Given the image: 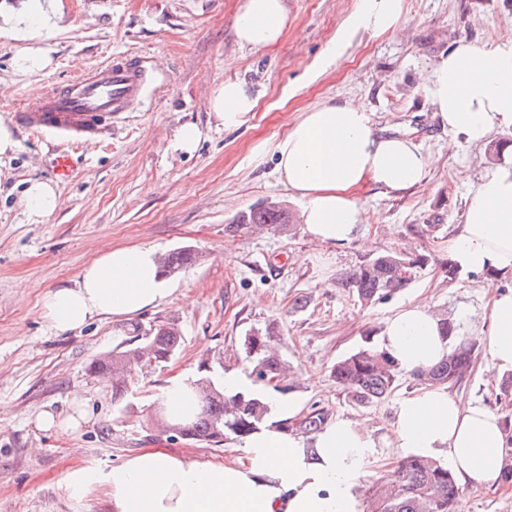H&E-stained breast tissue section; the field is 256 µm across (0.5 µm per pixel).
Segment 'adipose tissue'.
<instances>
[{
    "label": "adipose tissue",
    "instance_id": "obj_1",
    "mask_svg": "<svg viewBox=\"0 0 512 512\" xmlns=\"http://www.w3.org/2000/svg\"><path fill=\"white\" fill-rule=\"evenodd\" d=\"M402 14L403 0H361L352 24L392 32ZM61 19V0H20L0 12V32L27 43L15 58L16 69L47 67V53L29 41L35 32H54ZM288 19L286 0H242L235 39L255 50L268 48L283 36ZM425 87L449 148L487 142L496 129L512 127V39L488 48L457 40L434 62ZM256 106V96L240 80L225 81L210 99L211 111L227 128L244 124ZM257 153L275 157L279 183L302 203L306 231L332 247L361 236L359 187L403 192L424 185L433 166L419 144L376 127L365 109L348 101L302 113L283 137L259 145ZM448 252L461 270L512 275L511 162L485 171ZM161 262L153 246L112 248L82 270L75 286L50 291L43 316L60 332L96 317L131 318L171 293ZM486 288V341L491 372L499 375L512 371V289L493 281ZM380 347L407 373L433 366L448 352L435 313L424 303L389 316ZM265 398L272 423L242 440L244 460L200 462L142 451L107 469H70L62 478L68 499L80 503L100 490L111 512H363L361 488L376 448L366 425L339 416L307 440L279 427L294 415V404L271 392ZM391 432L392 445L403 454L443 460L463 483L493 482L503 469L508 441L500 416L463 403L442 386L402 399Z\"/></svg>",
    "mask_w": 512,
    "mask_h": 512
}]
</instances>
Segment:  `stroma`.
<instances>
[{"mask_svg":"<svg viewBox=\"0 0 512 512\" xmlns=\"http://www.w3.org/2000/svg\"><path fill=\"white\" fill-rule=\"evenodd\" d=\"M359 3L287 0L286 33L254 51L233 34L240 0H62L59 29L42 42L51 63L34 74L15 69L23 42L0 37V124L12 126L17 141L0 156V512H108L99 493L81 504L69 501L62 477L71 467H108L145 449L211 462L243 457L233 441L168 438L159 430L158 403L171 379L195 381L206 365L216 381L229 372L247 376L241 339L270 324L274 345L298 377L286 400L302 413L315 406L367 425L377 448L365 485L394 470L402 455L390 443L392 415L418 382L401 375L390 397L363 408L336 385L331 368L410 304L467 311L463 335L487 331L482 278L465 272L448 278V240L465 222L491 145L504 144V159L512 161V128L450 154L422 77L456 40L489 46L512 38V0H404L396 32L354 31L341 56H329ZM117 53L151 57L157 81L110 135L74 154L76 175L58 183L56 211L30 223L24 192L30 180H52L51 146L13 127L12 112ZM235 79L250 85L258 103L242 126L227 130L209 100ZM335 100L362 106L377 127L412 138L435 159L418 188L385 195L361 187L357 197L371 217L367 239L341 248L310 238L298 221L299 204L277 180L274 157L254 155L302 112ZM186 124L201 132L190 153L172 147ZM265 201L287 207L295 220L290 233L229 232L238 215ZM141 244L165 254L190 245L198 254L194 265L172 273L173 290L160 305L64 334L44 319L49 291L74 285L83 267L112 247ZM386 250L422 253L429 263L408 288L361 306L337 280ZM299 298L304 307H296ZM169 322L182 332L178 353L137 371L125 400L113 401L91 363ZM489 364L487 347H480L470 375L448 391L512 415V402L499 397L501 378L487 374ZM79 398L87 415L74 425L69 418ZM43 411L54 414L55 428L37 427ZM459 492L461 512H512V482Z\"/></svg>","mask_w":512,"mask_h":512,"instance_id":"35a3bbf8","label":"stroma"}]
</instances>
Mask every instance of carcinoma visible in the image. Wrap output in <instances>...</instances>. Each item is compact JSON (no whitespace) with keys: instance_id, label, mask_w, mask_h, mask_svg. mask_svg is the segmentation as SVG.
<instances>
[{"instance_id":"cac0c4a2","label":"carcinoma","mask_w":512,"mask_h":512,"mask_svg":"<svg viewBox=\"0 0 512 512\" xmlns=\"http://www.w3.org/2000/svg\"><path fill=\"white\" fill-rule=\"evenodd\" d=\"M292 220L287 209L273 204L255 205L241 214L238 224L263 228L273 234L290 230ZM197 253L179 247L163 259L164 272H174L194 264ZM428 259L423 254L385 251L344 274L338 285L356 295L362 305L384 301L408 287L424 268ZM443 335L450 339L448 356L439 364L415 375L421 385H451L470 371L479 349L473 337L456 335V326L448 314L440 317ZM274 329L251 330L245 334L241 354L251 365L250 379L255 385H266L284 393L280 385L289 371L288 364L270 347ZM182 337L173 323L162 325L138 344L115 349L106 361L95 362L97 374L131 375L145 366L169 362L178 352ZM331 377L351 401L360 407H371L388 398L397 388L400 370L390 356L375 347L370 337L332 367ZM199 398V412L184 420L179 434L200 442L221 443L241 440L266 425L268 407L254 393L241 391L232 396L224 394L214 383L201 378L194 383ZM328 413L313 407L292 422L281 423L287 431L310 435L326 425ZM174 423L166 426L172 432ZM371 512H459V487L447 465L419 455L400 460L395 472L378 479L369 496Z\"/></svg>"}]
</instances>
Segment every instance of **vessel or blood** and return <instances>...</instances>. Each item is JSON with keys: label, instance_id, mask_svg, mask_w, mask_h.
Here are the masks:
<instances>
[{"label": "vessel or blood", "instance_id": "vessel-or-blood-1", "mask_svg": "<svg viewBox=\"0 0 512 512\" xmlns=\"http://www.w3.org/2000/svg\"><path fill=\"white\" fill-rule=\"evenodd\" d=\"M151 73L146 60L112 56L92 71L39 95L14 113L13 120L33 134L59 143L53 173L62 180L72 178L70 145L98 141L146 96Z\"/></svg>", "mask_w": 512, "mask_h": 512}]
</instances>
